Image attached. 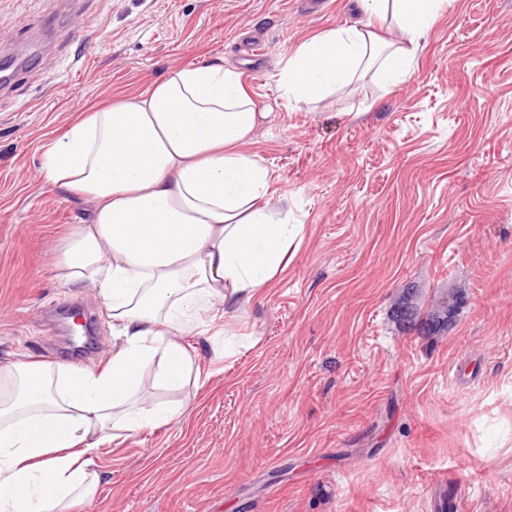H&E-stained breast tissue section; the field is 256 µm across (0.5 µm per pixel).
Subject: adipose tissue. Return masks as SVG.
I'll return each instance as SVG.
<instances>
[{
    "instance_id": "1",
    "label": "adipose tissue",
    "mask_w": 512,
    "mask_h": 512,
    "mask_svg": "<svg viewBox=\"0 0 512 512\" xmlns=\"http://www.w3.org/2000/svg\"><path fill=\"white\" fill-rule=\"evenodd\" d=\"M367 25L315 35L280 71L286 100L313 103L362 69L385 91L410 76L448 0H359ZM391 21L398 42L373 21ZM264 115L223 62L171 69L137 95L96 105L44 153L42 176L92 203L54 267L66 285L98 288L117 340L100 370L29 360L0 365V512H64L91 499L102 445L181 419L193 358L184 336L216 306L255 298L288 265L298 225L271 204V173L245 146Z\"/></svg>"
}]
</instances>
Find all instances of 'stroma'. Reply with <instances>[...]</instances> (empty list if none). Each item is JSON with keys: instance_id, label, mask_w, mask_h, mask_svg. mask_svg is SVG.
<instances>
[{"instance_id": "1", "label": "stroma", "mask_w": 512, "mask_h": 512, "mask_svg": "<svg viewBox=\"0 0 512 512\" xmlns=\"http://www.w3.org/2000/svg\"><path fill=\"white\" fill-rule=\"evenodd\" d=\"M366 22L355 0H84L79 17L0 0V52L43 53L0 86V364L111 356L97 290L55 277L90 205L40 178L43 147L172 67L242 73L275 115L248 150L302 227L269 288L185 336L200 378L182 421L103 446L72 512H437L457 480L465 512H512V0H453L392 92L366 74L283 97L291 50ZM69 309L93 323L87 352L64 342Z\"/></svg>"}]
</instances>
